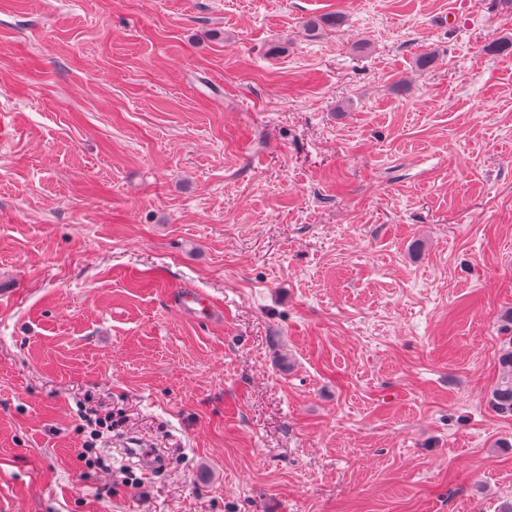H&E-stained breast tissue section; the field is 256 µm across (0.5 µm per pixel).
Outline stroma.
Instances as JSON below:
<instances>
[{"instance_id":"1","label":"stroma","mask_w":512,"mask_h":512,"mask_svg":"<svg viewBox=\"0 0 512 512\" xmlns=\"http://www.w3.org/2000/svg\"><path fill=\"white\" fill-rule=\"evenodd\" d=\"M510 311L512 0H0V512H497ZM500 377L491 391L490 403L501 414L512 416V336L499 356ZM95 426L98 427V429H92L89 432V436H86V439L83 441L81 446L85 453L81 454V458L88 468H93L99 465L94 448H96V441L99 440L100 436H102L104 429H106L107 433H112V415H107L104 418H98L95 422Z\"/></svg>"}]
</instances>
